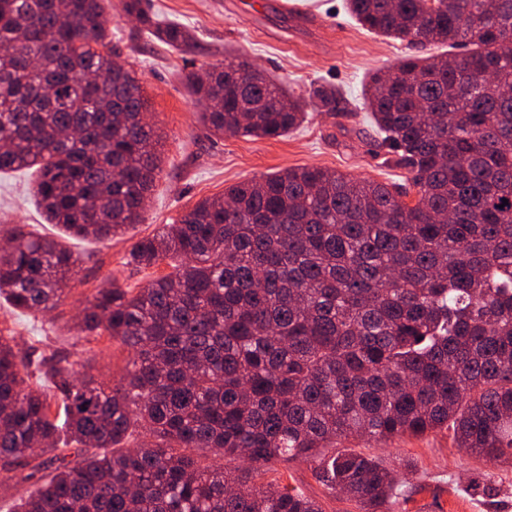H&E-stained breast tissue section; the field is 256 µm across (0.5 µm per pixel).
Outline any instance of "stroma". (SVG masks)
<instances>
[{
  "label": "stroma",
  "instance_id": "1",
  "mask_svg": "<svg viewBox=\"0 0 512 512\" xmlns=\"http://www.w3.org/2000/svg\"><path fill=\"white\" fill-rule=\"evenodd\" d=\"M159 18L184 24L196 41L192 52L169 49L125 17L122 0H105L112 49L136 72L148 106V121L161 137L160 171L148 194L140 224L105 241H81L46 224L29 193L33 176L22 170L0 174V241L15 225L57 239L80 264L63 301L51 316L0 310V336L15 339L20 355L32 360L54 354L90 364L107 384L127 373L130 354L108 334L81 336L73 319L96 288L114 282L133 290L171 272L172 260L148 268L129 262L133 245L170 224L198 201L222 195L229 186L299 166H322L360 178L407 184L406 169L390 163L371 122L363 89L371 74L409 57L445 53L442 45L421 47L362 28L344 0H304L320 17L311 28L264 0L256 17L240 11L241 0H152ZM242 55L295 93L311 86L336 87L337 111L310 112L297 129L279 138L216 136L200 118L183 77L192 70ZM360 451L400 471L402 494L391 512H512V466L486 464L455 448L450 431L402 436L385 444L362 442ZM279 483L318 501L323 512H359L354 501L327 490L308 463L279 468Z\"/></svg>",
  "mask_w": 512,
  "mask_h": 512
}]
</instances>
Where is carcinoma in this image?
<instances>
[{"instance_id":"carcinoma-1","label":"carcinoma","mask_w":512,"mask_h":512,"mask_svg":"<svg viewBox=\"0 0 512 512\" xmlns=\"http://www.w3.org/2000/svg\"><path fill=\"white\" fill-rule=\"evenodd\" d=\"M347 7L389 38L474 45L371 76L368 108L409 186L291 168L140 239L131 262L175 255L179 268L137 292L96 289L74 323L129 349L112 386L61 358L34 364L0 336V471L34 487L13 512H323L256 482L293 459L360 512H384L401 494L397 470L323 449L442 429L455 447L512 465V0ZM123 9L162 43L194 47L143 0ZM107 24L103 0H0V172L35 170L47 223L98 241L142 221L160 169V136ZM185 81L215 135L281 137L307 107L338 108L335 89L296 96L245 59ZM11 241L0 301L57 309L78 258L18 225ZM197 450L247 467L202 466ZM47 453L53 470L31 464Z\"/></svg>"}]
</instances>
